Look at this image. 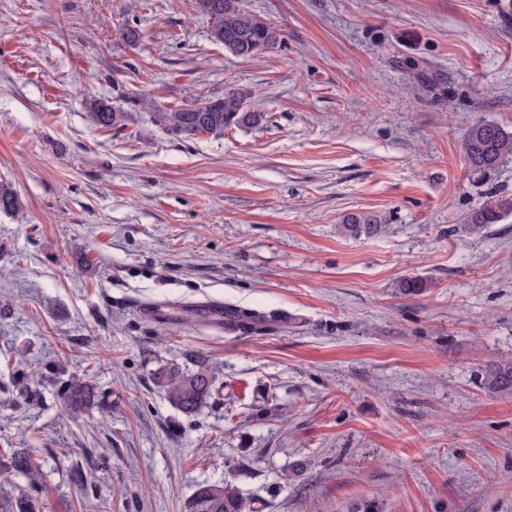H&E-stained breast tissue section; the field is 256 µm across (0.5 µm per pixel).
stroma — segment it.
Here are the masks:
<instances>
[{
  "mask_svg": "<svg viewBox=\"0 0 512 512\" xmlns=\"http://www.w3.org/2000/svg\"><path fill=\"white\" fill-rule=\"evenodd\" d=\"M247 8L286 50L225 53L197 0H0V448L44 472L0 512H189L227 483L256 512H512V397L483 387L512 358V214L467 225L512 160L477 181L462 153L477 120L512 130V0ZM230 86L264 118L218 138L85 107ZM358 211L381 230L345 235ZM169 364L215 373L198 414Z\"/></svg>",
  "mask_w": 512,
  "mask_h": 512,
  "instance_id": "obj_1",
  "label": "stroma"
}]
</instances>
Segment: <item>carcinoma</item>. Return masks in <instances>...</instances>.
<instances>
[{"mask_svg": "<svg viewBox=\"0 0 512 512\" xmlns=\"http://www.w3.org/2000/svg\"><path fill=\"white\" fill-rule=\"evenodd\" d=\"M202 13L212 21L213 42L224 51L244 60L261 54L274 53L285 48L286 35L278 25L246 9L245 0H198ZM247 92L240 88H227L221 96H212L202 103H185L176 108H164L141 93L124 95L110 103L88 93V112L97 126L120 130L145 113L149 120L177 140L200 135L222 136L231 127L259 124L263 113L249 110ZM469 175L477 181L496 171L512 158V131L487 120H479L468 129L462 146ZM512 212V202L488 200L469 218L474 231L496 224ZM381 218L373 213H349L342 219V230L353 237L372 235L378 231ZM399 288L405 295L422 293L426 282L418 277L401 280ZM258 318L247 312L233 310L225 326L232 330H248ZM159 379L169 402L186 415L197 413L211 397L216 377L205 366L195 370L168 367ZM484 388L493 394L512 395V359H502L484 379ZM67 402L75 407L91 404L94 395L88 385L75 384L66 391ZM6 470L24 475L33 483L42 479L41 469L33 464L23 451L11 450ZM246 502L231 486H205L198 490L191 512H247Z\"/></svg>", "mask_w": 512, "mask_h": 512, "instance_id": "obj_1", "label": "carcinoma"}]
</instances>
